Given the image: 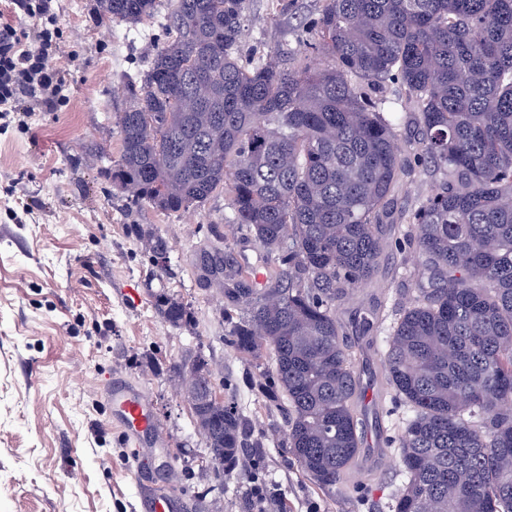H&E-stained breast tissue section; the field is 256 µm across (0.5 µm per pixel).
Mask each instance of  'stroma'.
I'll return each mask as SVG.
<instances>
[{"instance_id": "stroma-1", "label": "stroma", "mask_w": 512, "mask_h": 512, "mask_svg": "<svg viewBox=\"0 0 512 512\" xmlns=\"http://www.w3.org/2000/svg\"><path fill=\"white\" fill-rule=\"evenodd\" d=\"M321 0H251L242 53L278 54L289 68H316L321 52L301 50L299 24ZM62 39L84 61L55 112L0 116V512H144L145 496L165 490L181 512H387L399 486L394 444L403 407L384 386L386 332H365L376 298L406 302L414 284L398 271L407 229L388 230L376 286L337 302L343 341L355 353L364 431L351 486L327 493L283 448L285 409L263 388L268 357L244 360L231 344L222 300L201 288L195 253L218 245L242 267L267 272L265 252L231 224L224 197L165 213L130 210L108 169L120 154L116 112L123 87L139 78L165 40V15L131 27L100 19L98 0H55ZM141 224L171 246L170 270L150 260L131 227ZM167 292L190 309L189 325L160 317L153 296ZM204 357L221 397L243 415L245 448L233 476L217 478L173 365ZM120 380L142 391L159 423L160 444L134 452L102 396ZM266 495L254 505V486Z\"/></svg>"}]
</instances>
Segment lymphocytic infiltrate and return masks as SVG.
Segmentation results:
<instances>
[{"instance_id":"lymphocytic-infiltrate-1","label":"lymphocytic infiltrate","mask_w":512,"mask_h":512,"mask_svg":"<svg viewBox=\"0 0 512 512\" xmlns=\"http://www.w3.org/2000/svg\"><path fill=\"white\" fill-rule=\"evenodd\" d=\"M30 25L0 24V112L54 111L72 71L83 64L67 54L52 0H13Z\"/></svg>"}]
</instances>
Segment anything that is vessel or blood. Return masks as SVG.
<instances>
[{
    "mask_svg": "<svg viewBox=\"0 0 512 512\" xmlns=\"http://www.w3.org/2000/svg\"><path fill=\"white\" fill-rule=\"evenodd\" d=\"M104 397L112 408L113 417L123 426L127 442L139 448L144 444L145 435L158 434L159 426L143 394L116 382L105 388ZM181 506L177 494L165 491L151 493L144 504L146 512H179Z\"/></svg>",
    "mask_w": 512,
    "mask_h": 512,
    "instance_id": "vessel-or-blood-1",
    "label": "vessel or blood"
}]
</instances>
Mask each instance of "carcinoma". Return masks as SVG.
<instances>
[{"label":"carcinoma","mask_w":512,"mask_h":512,"mask_svg":"<svg viewBox=\"0 0 512 512\" xmlns=\"http://www.w3.org/2000/svg\"><path fill=\"white\" fill-rule=\"evenodd\" d=\"M134 27L166 7V40L116 113L112 185L138 207L187 211L222 194L231 223L273 258L258 283L219 247L204 288L245 359H271L267 394L287 403L295 462L330 492L355 463L358 385L336 301L376 281L401 177L432 167L438 187L401 213L415 291L397 308L386 380L407 415L389 512H512V0H322L302 25L329 64L243 62L249 0H99ZM395 85L414 161L385 110ZM150 258L167 240L134 225ZM165 323L188 308L155 296ZM200 377L192 409L215 471L231 473L242 417Z\"/></svg>","instance_id":"carcinoma-1"}]
</instances>
